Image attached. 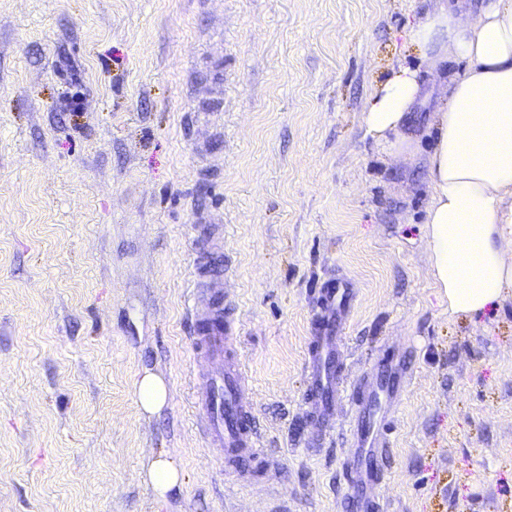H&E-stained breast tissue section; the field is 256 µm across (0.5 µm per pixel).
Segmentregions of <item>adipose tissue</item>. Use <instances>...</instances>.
Wrapping results in <instances>:
<instances>
[{
    "label": "adipose tissue",
    "mask_w": 512,
    "mask_h": 512,
    "mask_svg": "<svg viewBox=\"0 0 512 512\" xmlns=\"http://www.w3.org/2000/svg\"><path fill=\"white\" fill-rule=\"evenodd\" d=\"M464 5L443 0L409 37L428 69L466 65L449 71L437 111L424 223L449 314L473 317L512 288V251L502 244L512 224V0H481L469 18ZM427 97L418 69L393 68L362 113L366 135L389 154L407 153L409 117Z\"/></svg>",
    "instance_id": "ef3b65f1"
}]
</instances>
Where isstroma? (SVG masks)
I'll list each match as a JSON object with an SVG mask.
<instances>
[{"mask_svg":"<svg viewBox=\"0 0 512 512\" xmlns=\"http://www.w3.org/2000/svg\"><path fill=\"white\" fill-rule=\"evenodd\" d=\"M437 0H0V512H353L346 420L308 416L325 280L355 290L351 386L409 366L383 512H512V290L452 316L424 243L444 90L410 44ZM414 151L362 112L397 64ZM224 225L266 478L229 476L191 403L189 278ZM152 371L155 414L135 382ZM166 454L182 486L144 474ZM138 402L144 412L160 411L167 402L168 392L164 381L153 374L146 373L136 384ZM146 478L156 497L164 501L174 489L181 486L182 470L173 459L159 455L150 462Z\"/></svg>","mask_w":512,"mask_h":512,"instance_id":"1","label":"stroma"}]
</instances>
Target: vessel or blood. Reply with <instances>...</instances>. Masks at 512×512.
<instances>
[{"instance_id": "b4317fda", "label": "vessel or blood", "mask_w": 512, "mask_h": 512, "mask_svg": "<svg viewBox=\"0 0 512 512\" xmlns=\"http://www.w3.org/2000/svg\"><path fill=\"white\" fill-rule=\"evenodd\" d=\"M191 282L195 295L190 308L192 348L196 357L217 366L214 374L195 384L194 405L208 443L223 449L224 467L234 472L242 462L266 460L256 419L244 399L247 378L239 362L236 320L217 295L215 278L196 269ZM353 298L352 288L341 280L327 281L318 290V325L307 349L311 408L328 425L344 401H351L355 454L346 465L345 480L357 512H381L379 491L389 474L386 457L392 434V416L384 411L382 401L394 396L406 371L390 369L387 377L373 376L353 394H346L340 370V328Z\"/></svg>"}]
</instances>
